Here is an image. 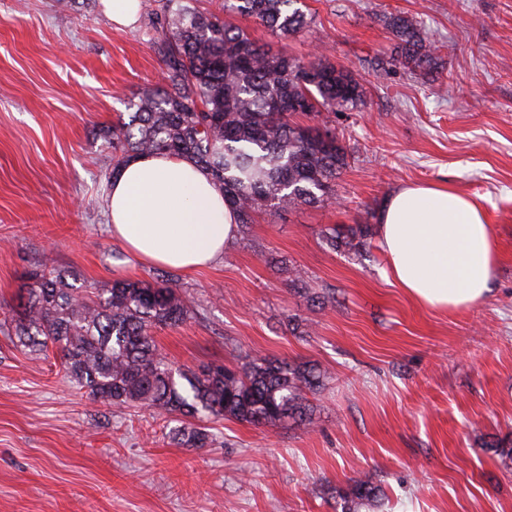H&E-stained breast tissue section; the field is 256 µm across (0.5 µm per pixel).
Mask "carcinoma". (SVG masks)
<instances>
[{"label":"carcinoma","mask_w":512,"mask_h":512,"mask_svg":"<svg viewBox=\"0 0 512 512\" xmlns=\"http://www.w3.org/2000/svg\"><path fill=\"white\" fill-rule=\"evenodd\" d=\"M192 2L160 0L154 43L163 78L138 95L128 116L118 115L107 127L111 175L155 152L191 159L208 171L244 229L260 212L336 199V178L348 154L329 115L364 104V86L352 70L326 59L306 62L266 50L247 28ZM223 9L281 39L308 26L301 0H224ZM384 23L396 43L390 54L367 59L368 66L385 73L438 72L436 46L420 21L391 14ZM321 237L357 260L369 251L372 229L330 225ZM77 280L45 264L29 272L9 332L36 355L55 349L66 374L93 400L173 416L174 438L188 448L209 443L204 423L211 420L312 425L306 394L325 388L327 370L266 358L234 368L175 369L154 337V329L177 326L188 315L174 288L164 280L121 279L88 290ZM291 284L313 303L330 302L306 287L300 270ZM332 493L340 512H375L387 499L367 477L351 478Z\"/></svg>","instance_id":"carcinoma-1"}]
</instances>
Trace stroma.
<instances>
[{
	"label": "stroma",
	"instance_id": "obj_1",
	"mask_svg": "<svg viewBox=\"0 0 512 512\" xmlns=\"http://www.w3.org/2000/svg\"><path fill=\"white\" fill-rule=\"evenodd\" d=\"M303 3L297 36L248 31L364 85V105L332 119L348 152L337 198L259 214L187 274L125 254L107 219L103 131L158 82L156 0H140L130 28L101 0H0V312L45 263L98 288L166 277L188 305L182 324L155 332L174 366L277 358L329 374L308 397L311 428L223 420L207 447L186 448L169 415L93 401L55 351L30 354L0 332V512H336L331 488L364 475L388 494L382 512H512V469L491 448L512 440V0ZM389 14L420 21L438 78L368 68L394 45ZM408 184L480 198L498 248L483 301L420 307L386 279L379 245L351 260L323 243L326 225L376 224ZM296 269L331 303L296 294ZM292 315L308 335L289 330Z\"/></svg>",
	"mask_w": 512,
	"mask_h": 512
}]
</instances>
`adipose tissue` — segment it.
<instances>
[{
	"label": "adipose tissue",
	"instance_id": "ef3b65f1",
	"mask_svg": "<svg viewBox=\"0 0 512 512\" xmlns=\"http://www.w3.org/2000/svg\"><path fill=\"white\" fill-rule=\"evenodd\" d=\"M110 231L137 259L188 272L222 257L238 234L237 213L192 162L151 154L109 183ZM385 276L415 304L457 311L483 300L496 263L483 205L444 185L410 184L378 212Z\"/></svg>",
	"mask_w": 512,
	"mask_h": 512
}]
</instances>
